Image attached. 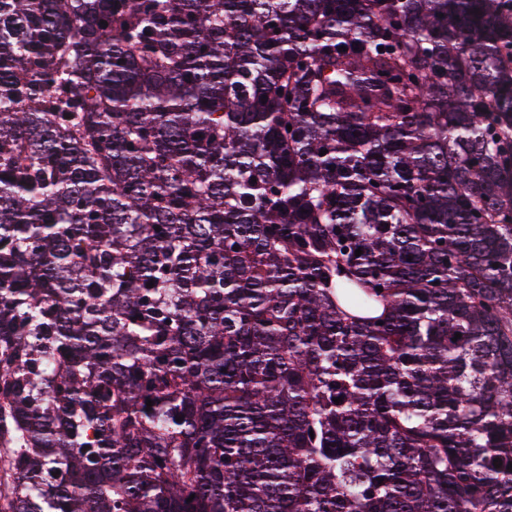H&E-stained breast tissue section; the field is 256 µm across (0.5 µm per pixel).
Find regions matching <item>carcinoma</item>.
Wrapping results in <instances>:
<instances>
[{
    "label": "carcinoma",
    "instance_id": "1",
    "mask_svg": "<svg viewBox=\"0 0 512 512\" xmlns=\"http://www.w3.org/2000/svg\"><path fill=\"white\" fill-rule=\"evenodd\" d=\"M511 462L508 0H0V512H512Z\"/></svg>",
    "mask_w": 512,
    "mask_h": 512
}]
</instances>
